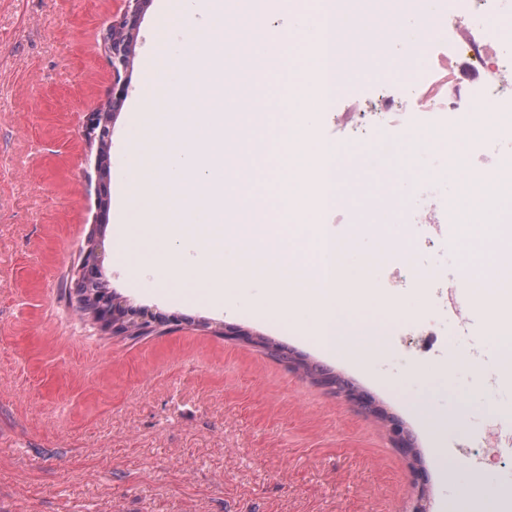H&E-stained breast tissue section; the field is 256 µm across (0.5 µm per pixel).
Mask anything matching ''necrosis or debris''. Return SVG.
Segmentation results:
<instances>
[{"mask_svg": "<svg viewBox=\"0 0 512 512\" xmlns=\"http://www.w3.org/2000/svg\"><path fill=\"white\" fill-rule=\"evenodd\" d=\"M376 10L375 0H336L343 26L326 24L318 46L292 57L284 96L289 111L326 112L323 78L340 85L368 77L371 97L344 108L336 122L356 136L370 127L400 135L401 147L386 150L374 173L351 164L336 170L330 191L320 155L309 151L305 131L293 128L289 211L313 224L335 217L364 231L411 224L428 242L448 223L473 226L465 248L488 264L470 274V288L512 298V41L501 33L512 0H447L445 16L425 25L387 78L368 65L370 49L387 45L389 23ZM443 29L447 52L432 70H416L413 60Z\"/></svg>", "mask_w": 512, "mask_h": 512, "instance_id": "necrosis-or-debris-1", "label": "necrosis or debris"}]
</instances>
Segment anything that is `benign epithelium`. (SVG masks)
Segmentation results:
<instances>
[{
    "label": "benign epithelium",
    "instance_id": "7a95c632",
    "mask_svg": "<svg viewBox=\"0 0 512 512\" xmlns=\"http://www.w3.org/2000/svg\"><path fill=\"white\" fill-rule=\"evenodd\" d=\"M125 9L115 16L110 22V27L122 33L135 34L139 29L142 0H124ZM112 68V91L106 102L98 105L85 114L83 127L84 137L87 143L97 144L95 168L99 188H104L111 177L112 168V123L116 113L106 111L107 104L117 103L123 100L129 91L127 81L121 79V72L128 65V51L116 49H104ZM102 243L99 237L93 236L88 240L79 265V277L76 279L74 292L79 312L100 327L112 331L114 336L141 335L147 332L156 322H176L181 320L179 316L157 315L145 308L133 307L120 299L115 292L109 289L106 281L102 280L99 263ZM92 276L99 280L101 292L104 294L102 301L89 305L81 295L84 278Z\"/></svg>",
    "mask_w": 512,
    "mask_h": 512
}]
</instances>
